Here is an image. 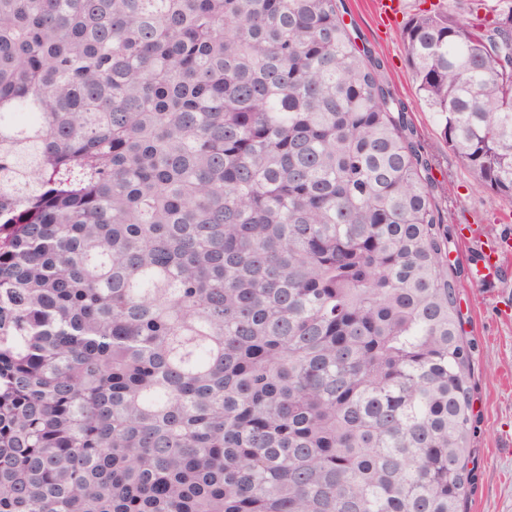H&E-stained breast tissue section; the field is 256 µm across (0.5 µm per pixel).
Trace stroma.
<instances>
[{"label":"stroma","instance_id":"1","mask_svg":"<svg viewBox=\"0 0 512 512\" xmlns=\"http://www.w3.org/2000/svg\"><path fill=\"white\" fill-rule=\"evenodd\" d=\"M344 19L386 65V77L407 107L429 161L435 202L448 229V265L471 344L475 474L466 512H512V267L474 283L475 252L512 238V201L490 203L488 192L449 149L442 128L416 91L398 26L384 24L372 0H344Z\"/></svg>","mask_w":512,"mask_h":512}]
</instances>
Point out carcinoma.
<instances>
[{"label": "carcinoma", "mask_w": 512, "mask_h": 512, "mask_svg": "<svg viewBox=\"0 0 512 512\" xmlns=\"http://www.w3.org/2000/svg\"><path fill=\"white\" fill-rule=\"evenodd\" d=\"M417 90L512 200V0ZM342 0H0V512H464L470 343Z\"/></svg>", "instance_id": "carcinoma-1"}]
</instances>
